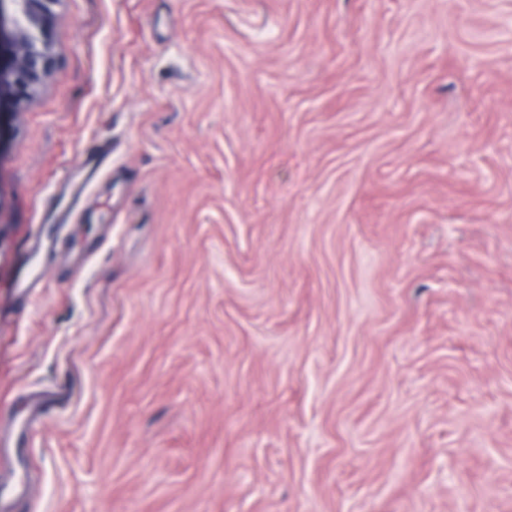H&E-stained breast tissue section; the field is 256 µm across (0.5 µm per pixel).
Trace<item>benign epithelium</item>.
<instances>
[{"mask_svg":"<svg viewBox=\"0 0 512 512\" xmlns=\"http://www.w3.org/2000/svg\"><path fill=\"white\" fill-rule=\"evenodd\" d=\"M24 20L11 43L7 65H0V100L22 106L43 84L53 63L51 19L60 0H10Z\"/></svg>","mask_w":512,"mask_h":512,"instance_id":"obj_1","label":"benign epithelium"}]
</instances>
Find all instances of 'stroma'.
Listing matches in <instances>:
<instances>
[{
	"mask_svg": "<svg viewBox=\"0 0 512 512\" xmlns=\"http://www.w3.org/2000/svg\"><path fill=\"white\" fill-rule=\"evenodd\" d=\"M51 35L0 102L14 512H512V0H60Z\"/></svg>",
	"mask_w": 512,
	"mask_h": 512,
	"instance_id": "35a3bbf8",
	"label": "stroma"
}]
</instances>
